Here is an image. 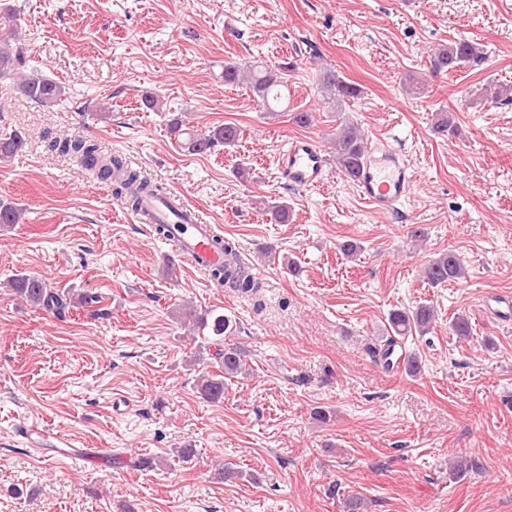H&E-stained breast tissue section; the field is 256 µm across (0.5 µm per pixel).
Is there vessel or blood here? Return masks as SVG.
<instances>
[{
  "mask_svg": "<svg viewBox=\"0 0 512 512\" xmlns=\"http://www.w3.org/2000/svg\"><path fill=\"white\" fill-rule=\"evenodd\" d=\"M275 162L281 178L296 189L317 187L330 174L329 158L318 141L312 137L288 139L280 147ZM413 184L409 164L390 140H372L355 180L359 197L374 210L390 213L411 195ZM143 210L155 220L166 219L169 211H176L178 219L167 242L196 271L205 273L223 264V252L212 244L215 225L206 223L200 209L190 204L182 195H171L162 202L146 200ZM480 308L484 314L494 317L498 322L512 323L511 294H488L482 300ZM31 432V445L40 452L62 453L64 458L77 465L87 460L90 454L89 449L77 446L74 441L65 439L48 428L35 426Z\"/></svg>",
  "mask_w": 512,
  "mask_h": 512,
  "instance_id": "1",
  "label": "vessel or blood"
}]
</instances>
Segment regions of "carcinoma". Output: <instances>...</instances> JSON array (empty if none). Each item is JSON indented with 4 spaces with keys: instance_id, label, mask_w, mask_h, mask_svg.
Returning a JSON list of instances; mask_svg holds the SVG:
<instances>
[{
    "instance_id": "1",
    "label": "carcinoma",
    "mask_w": 512,
    "mask_h": 512,
    "mask_svg": "<svg viewBox=\"0 0 512 512\" xmlns=\"http://www.w3.org/2000/svg\"><path fill=\"white\" fill-rule=\"evenodd\" d=\"M479 58L477 48L468 41H455L434 53L431 66L434 71H456L468 66ZM26 65V50L15 39V35H0V77L16 75L21 78L20 91L31 100L40 104L50 105L61 99L64 88L60 84L40 74H23L21 69ZM249 85L257 99L259 107L265 112H273L282 100V91L288 89L286 78L277 69L265 65H242L236 62L224 64V83ZM320 85L326 95L336 101L355 98L359 94L357 86L347 82L334 69L326 68L320 74ZM480 95L498 101L512 102V85L498 84L480 90ZM239 131L233 126L217 127L204 133H190L185 142L190 152L210 150L218 145L232 146L238 140ZM24 147L22 136L15 134L0 139V161H6L16 155ZM333 158L337 169L349 178L357 176L360 163L366 150L363 134L357 125L345 122L336 129V137L332 141ZM52 152L71 155L80 161L87 171L99 182L107 185L112 195L127 205L128 208H140L141 196L151 195L163 198L165 188L150 180L142 171L129 166L118 155L105 154L99 145L84 138H54L49 143ZM270 221L286 224L290 217V207L286 202L262 200ZM215 245L224 251L227 260L224 265L210 272V277L229 288L247 294L259 288V283L244 267L232 261L236 255L237 245L220 236L215 238ZM466 267L455 253L448 252L433 260L424 268V280L431 286H439L450 281L466 278ZM12 293L37 309L53 310L59 316L69 311L70 302L65 294H60L47 287L46 282L34 274L20 273L7 283ZM176 320L185 327L198 331L211 330L215 336H227L234 332L231 319L215 314L214 311L201 312L184 305L175 311ZM434 308L421 303L412 309L393 310L388 315L391 331L385 339L366 345V352L373 361L385 370L394 369L405 363V370L413 374L419 369L417 358L409 355L402 357L399 351L405 337L411 334L423 335L430 331L435 323ZM244 352L236 345L216 348L214 359L218 363L219 372L201 376L197 381V390L203 398L218 401L224 398V380L241 372L243 369Z\"/></svg>"
}]
</instances>
